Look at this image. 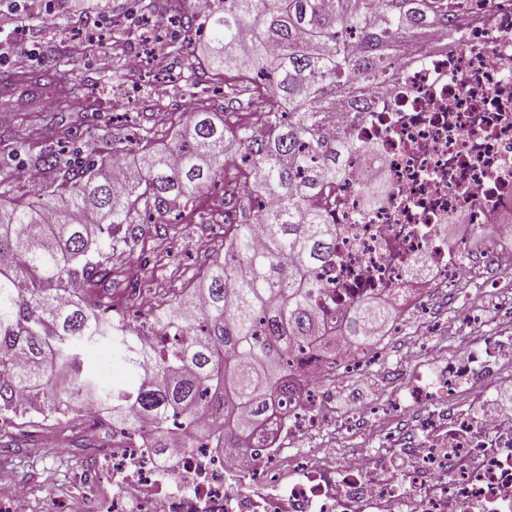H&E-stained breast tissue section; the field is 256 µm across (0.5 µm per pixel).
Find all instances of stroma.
<instances>
[{"label": "stroma", "instance_id": "obj_1", "mask_svg": "<svg viewBox=\"0 0 512 512\" xmlns=\"http://www.w3.org/2000/svg\"><path fill=\"white\" fill-rule=\"evenodd\" d=\"M54 9L45 23L24 29L17 23L16 13L43 11L45 2ZM135 0H0V72L18 70H55L71 94L57 98L47 94L23 104L21 111L0 109V173L13 174L11 197L32 200L37 182L17 179L29 154L59 149L61 128L43 123L49 112L64 116L63 126L78 131L84 140L93 142L98 154L129 147L136 127H155L159 145H166L181 126L186 105L223 117L234 123L224 94L212 83L186 88L178 81L179 72L197 64L205 53V40L190 36L177 48L161 45V61L144 59L141 70L126 74L129 55L141 52L143 31ZM89 38L93 46L86 57L76 58L64 52L63 46L73 38ZM155 86L161 100V111L147 105L148 86ZM26 120L39 127L37 136L23 146H16L11 129L16 121ZM224 213V187L216 185L197 198L192 209L184 212L175 234L162 236L154 228H146L133 252L118 261L112 285L111 303L125 311L131 325H140L136 315L134 290L147 285L157 291L181 287L203 264L204 251L197 247L207 240L209 250L220 251L222 237L212 223ZM478 277L464 280L451 295L432 292L428 314L431 339L461 346L465 335H477V323L490 322L491 332L512 329V322L494 319L499 303L512 301V273L481 268ZM470 311L476 325L465 328L459 323L462 311ZM410 335L394 336L385 354L370 359L361 369L349 372L336 389L333 410L343 414L354 400L375 404L397 397L407 399L404 381L392 379L389 369L400 360ZM82 434L65 424L48 426L35 423L27 433H15L10 448L0 449V498L9 496L17 481H25L30 492V512H58L63 501L80 493L81 473L89 464L86 449L78 445Z\"/></svg>", "mask_w": 512, "mask_h": 512}]
</instances>
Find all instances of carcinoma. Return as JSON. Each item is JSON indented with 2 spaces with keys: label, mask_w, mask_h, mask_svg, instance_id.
Returning a JSON list of instances; mask_svg holds the SVG:
<instances>
[{
  "label": "carcinoma",
  "mask_w": 512,
  "mask_h": 512,
  "mask_svg": "<svg viewBox=\"0 0 512 512\" xmlns=\"http://www.w3.org/2000/svg\"><path fill=\"white\" fill-rule=\"evenodd\" d=\"M211 2L184 15L169 44L208 32L206 64L183 80L221 81L230 105L246 95L252 120L231 127L196 112L161 149L147 128L120 178L110 155L41 152L28 157L51 174L38 200L0 194V433L15 428L13 416L46 418L70 405L101 411L112 432L144 435L148 448L167 447L180 431L189 448L199 440L253 452L255 430L288 394L293 353L332 356L317 299L336 228L319 200L343 178L345 157L323 128L339 99L354 98L356 109L363 88L396 74L403 40L457 25L448 0H378L375 16L373 0ZM248 30L254 45L245 52ZM230 147L244 184L225 181L224 195L242 189L254 208L239 223L224 211V253L146 307L148 331L162 340L144 344L103 308L112 259L143 236L142 214L156 213L155 231H165L163 217L224 177ZM365 185L370 207L387 192L380 179ZM393 319L392 306L362 297L349 333L369 345L364 331ZM102 342L125 371L110 386L83 365V349Z\"/></svg>",
  "instance_id": "carcinoma-1"
}]
</instances>
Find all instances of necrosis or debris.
<instances>
[{"mask_svg": "<svg viewBox=\"0 0 512 512\" xmlns=\"http://www.w3.org/2000/svg\"><path fill=\"white\" fill-rule=\"evenodd\" d=\"M495 3L470 12L456 37L438 27L406 42L396 76L370 86L363 111L336 108L329 138L376 146L379 158L352 154L329 203L336 238L319 306L335 357L305 350L304 374L253 438L256 454H158L114 436L93 451L86 512H512V336L452 354L416 337V358H438L442 374L410 388L413 403L432 407L414 447L361 448L344 461L304 449L320 431L370 432L378 418L368 404L329 415L337 369L370 355L346 331L355 298L390 299L419 327L429 291L479 263L512 265V224L498 221L512 215V0ZM365 173L388 185L370 210ZM456 216L464 227L452 238Z\"/></svg>", "mask_w": 512, "mask_h": 512, "instance_id": "4bbe7bcc", "label": "necrosis or debris"}]
</instances>
